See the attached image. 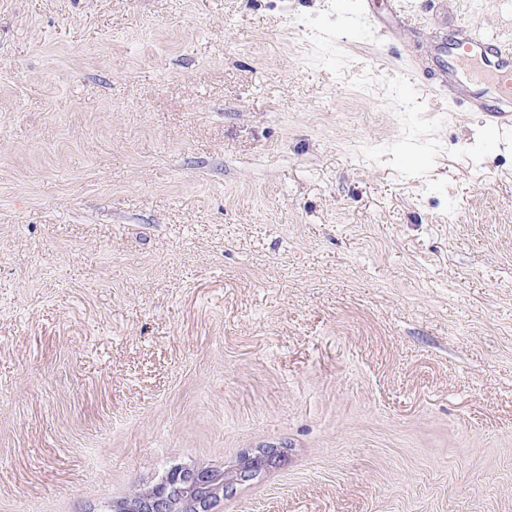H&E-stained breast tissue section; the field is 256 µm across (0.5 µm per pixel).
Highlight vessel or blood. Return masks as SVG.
Segmentation results:
<instances>
[{
  "mask_svg": "<svg viewBox=\"0 0 512 512\" xmlns=\"http://www.w3.org/2000/svg\"><path fill=\"white\" fill-rule=\"evenodd\" d=\"M442 74L455 86L457 100L487 112L498 131L512 132V43L499 42L468 24L458 26ZM476 82L485 95L473 94Z\"/></svg>",
  "mask_w": 512,
  "mask_h": 512,
  "instance_id": "1",
  "label": "vessel or blood"
}]
</instances>
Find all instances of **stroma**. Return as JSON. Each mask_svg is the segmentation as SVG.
Listing matches in <instances>:
<instances>
[{"label": "stroma", "mask_w": 512, "mask_h": 512, "mask_svg": "<svg viewBox=\"0 0 512 512\" xmlns=\"http://www.w3.org/2000/svg\"><path fill=\"white\" fill-rule=\"evenodd\" d=\"M512 0H0V512H512V137L432 46ZM280 448H261L255 453L240 455L236 464L224 469V482L218 483L210 468L172 467L150 492L116 502L115 512H208L214 497L224 492L238 482L255 478L256 466L260 461L274 462L282 456ZM212 489V492H209ZM220 490V492H218Z\"/></svg>", "instance_id": "obj_1"}]
</instances>
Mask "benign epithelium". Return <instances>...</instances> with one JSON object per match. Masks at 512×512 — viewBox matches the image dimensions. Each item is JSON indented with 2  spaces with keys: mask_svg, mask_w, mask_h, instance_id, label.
<instances>
[{
  "mask_svg": "<svg viewBox=\"0 0 512 512\" xmlns=\"http://www.w3.org/2000/svg\"><path fill=\"white\" fill-rule=\"evenodd\" d=\"M281 456L279 448H261L255 453H244L236 464L224 470L222 484L213 477L209 468L175 466L150 492L115 503L113 512H209L212 494L255 478L259 462H272Z\"/></svg>",
  "mask_w": 512,
  "mask_h": 512,
  "instance_id": "obj_1",
  "label": "benign epithelium"
}]
</instances>
